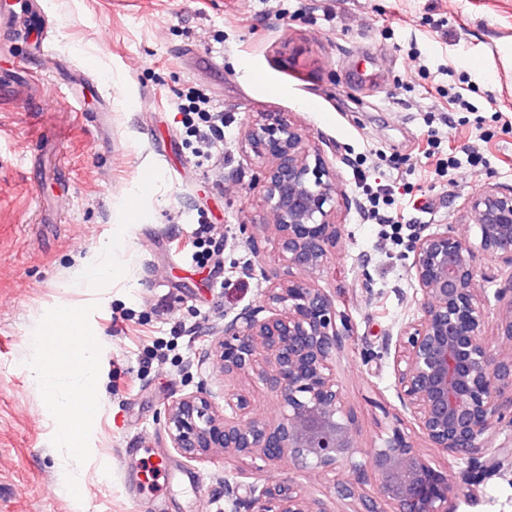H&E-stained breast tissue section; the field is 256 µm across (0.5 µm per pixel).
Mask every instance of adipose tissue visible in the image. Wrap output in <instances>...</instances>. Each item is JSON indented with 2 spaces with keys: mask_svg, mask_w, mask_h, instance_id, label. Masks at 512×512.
Wrapping results in <instances>:
<instances>
[{
  "mask_svg": "<svg viewBox=\"0 0 512 512\" xmlns=\"http://www.w3.org/2000/svg\"><path fill=\"white\" fill-rule=\"evenodd\" d=\"M123 237H113L72 281L76 288H108L129 280ZM32 355L26 367L44 400V413L53 423L56 447L81 460L89 455L87 438L96 414L100 385L98 338L74 306L52 307L31 336Z\"/></svg>",
  "mask_w": 512,
  "mask_h": 512,
  "instance_id": "obj_1",
  "label": "adipose tissue"
}]
</instances>
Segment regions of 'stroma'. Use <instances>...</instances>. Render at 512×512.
Segmentation results:
<instances>
[{
    "label": "stroma",
    "mask_w": 512,
    "mask_h": 512,
    "mask_svg": "<svg viewBox=\"0 0 512 512\" xmlns=\"http://www.w3.org/2000/svg\"><path fill=\"white\" fill-rule=\"evenodd\" d=\"M44 2L55 64L29 58L23 35L0 52V76L24 58L38 88L0 107V512H142L122 459L145 444L175 468L158 493L162 512H228L224 477L236 462L183 457L164 408L203 384L219 405L225 388L247 385L201 356L225 316L261 303L265 283L247 266L281 269L242 143L263 112L301 125L338 176L340 234L315 284L355 326L334 372L359 444L373 448L398 422L412 429L381 345L420 308L404 258L411 225L454 224L478 243L466 198L487 183L512 186V0ZM475 55L488 57L487 70L471 68ZM192 86L224 110V145L204 168L196 155L206 146L187 141L177 108ZM457 93L471 111L453 103ZM431 134L455 149L449 177L415 158ZM148 169L153 186L127 221L122 196ZM361 172L392 185L398 223H364ZM63 194L64 210L42 215L40 202ZM202 214L214 226L215 280L183 251ZM242 223L254 224L258 251ZM118 233L131 280L71 287L80 261ZM60 301L83 312L104 356L78 500L63 486L52 424L25 367L33 329ZM448 509L512 512V468Z\"/></svg>",
    "instance_id": "obj_1"
}]
</instances>
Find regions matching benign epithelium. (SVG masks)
<instances>
[{"mask_svg": "<svg viewBox=\"0 0 512 512\" xmlns=\"http://www.w3.org/2000/svg\"><path fill=\"white\" fill-rule=\"evenodd\" d=\"M258 192L282 271L270 281L264 267H247L269 283L263 304L245 308L201 362L221 365L224 375L248 380L276 400L270 418L254 413L256 394L227 392L218 407L200 387L165 406L173 448L195 461L235 459L241 466L224 478L231 512H334L329 500L293 481H260L283 459L353 501L356 512H448V498L475 497L484 480L512 462V448L492 447L496 425L512 426V187L488 184L466 199L480 231L479 246L455 226L418 227L408 247L410 271L421 295L416 317L386 336L401 403L427 447L466 463L459 476L437 469L412 436L395 424L363 464L354 436L355 418L333 373L336 351L354 335L351 321L332 297L313 284L336 246V170L311 147L300 125L267 113L244 132ZM494 259L511 268L496 290L503 308L489 327L478 268ZM349 467L352 480L336 478ZM252 478L248 495L237 496ZM374 482V492L363 489Z\"/></svg>", "mask_w": 512, "mask_h": 512, "instance_id": "obj_1", "label": "benign epithelium"}]
</instances>
